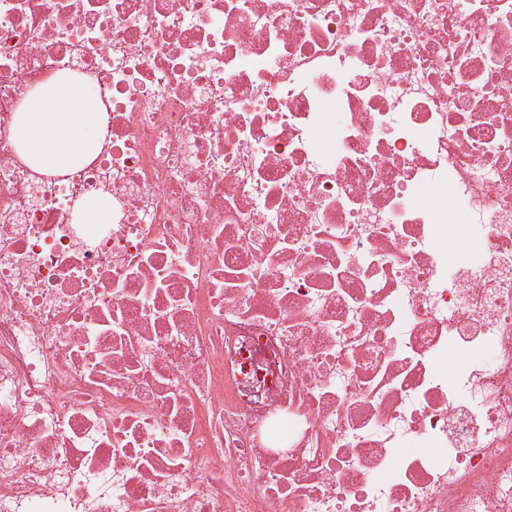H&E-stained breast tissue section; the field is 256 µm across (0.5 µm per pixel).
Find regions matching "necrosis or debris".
I'll return each instance as SVG.
<instances>
[{
    "label": "necrosis or debris",
    "mask_w": 512,
    "mask_h": 512,
    "mask_svg": "<svg viewBox=\"0 0 512 512\" xmlns=\"http://www.w3.org/2000/svg\"><path fill=\"white\" fill-rule=\"evenodd\" d=\"M0 512H512V0H0ZM98 109L87 79L55 75L37 84L11 128L20 156L50 174L89 159L102 136ZM112 202L108 197L101 196L85 201L80 208L79 221L91 227L97 224H108L111 219Z\"/></svg>",
    "instance_id": "necrosis-or-debris-1"
}]
</instances>
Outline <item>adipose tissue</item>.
Here are the masks:
<instances>
[{
  "label": "adipose tissue",
  "mask_w": 512,
  "mask_h": 512,
  "mask_svg": "<svg viewBox=\"0 0 512 512\" xmlns=\"http://www.w3.org/2000/svg\"><path fill=\"white\" fill-rule=\"evenodd\" d=\"M102 130L92 82L55 75L37 84L20 106L11 135L27 163L51 174L89 159Z\"/></svg>",
  "instance_id": "adipose-tissue-1"
}]
</instances>
